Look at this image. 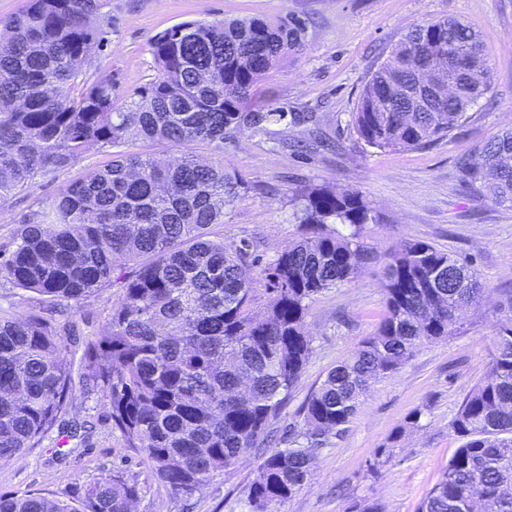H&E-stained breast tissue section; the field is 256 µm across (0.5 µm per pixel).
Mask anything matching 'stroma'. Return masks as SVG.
Listing matches in <instances>:
<instances>
[{
	"label": "stroma",
	"instance_id": "1",
	"mask_svg": "<svg viewBox=\"0 0 512 512\" xmlns=\"http://www.w3.org/2000/svg\"><path fill=\"white\" fill-rule=\"evenodd\" d=\"M304 20L301 45L260 83L257 106L311 112L315 131L282 122L242 129L225 142L173 145L130 138L124 152L167 160L183 154L224 167L248 190L224 209L213 233L260 244L272 262L306 234L294 216L295 192L328 187L360 192L376 217L361 240L372 260L357 281L329 289L309 304L306 323L313 352L267 440L214 474L185 498L128 448L113 429L100 391L83 382L84 342L105 325L118 288L98 290L81 304L48 303L0 274V317L37 312L50 319L67 347L73 384L57 429L33 448L0 459V496L41 493L78 504V491L112 473L138 489L133 512H251L247 489L259 464L337 364L372 336L385 312L387 258L403 241L418 240L472 259L485 286L479 305L464 311L461 329L426 345L403 366L372 384L340 437L314 459L308 482L278 512H352L364 501L382 512H418L459 442L450 424L483 379L502 315L512 296V207L467 192L463 164L482 161L484 145L512 128V0H104L91 22L102 41L87 65L90 80L117 77L121 94L155 80L156 35L186 21ZM453 17L476 30L488 55L492 88L446 138L409 150H379L361 140L352 122L370 73L414 27ZM113 149L92 145L68 168L40 173L31 188L0 199V254L12 250L23 222L48 210L71 182L103 168ZM420 413L417 425L408 418ZM85 422L89 436H69L63 425Z\"/></svg>",
	"mask_w": 512,
	"mask_h": 512
}]
</instances>
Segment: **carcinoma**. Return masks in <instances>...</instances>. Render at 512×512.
<instances>
[{"label": "carcinoma", "instance_id": "obj_1", "mask_svg": "<svg viewBox=\"0 0 512 512\" xmlns=\"http://www.w3.org/2000/svg\"><path fill=\"white\" fill-rule=\"evenodd\" d=\"M103 0H27L0 21V198L27 190L38 172L62 170L92 144L224 142L245 127L305 117L252 107L258 83L299 29L262 19L183 22L151 43L158 78L126 97L118 80L89 81L101 42L90 26ZM433 62L454 80L435 111L409 101L418 69ZM491 88L479 35L457 19L418 26L372 71L353 123L368 146L411 150L442 139ZM468 167L476 194L512 207V130ZM240 178L190 156L164 164L118 153L68 184L51 211L25 222L0 273L24 290L75 304L121 290L108 322L84 342L85 385L98 389L125 444L143 453L176 493L192 495L267 435L311 355L308 303L351 283L370 259L361 242L372 209L359 192L320 188L295 197L307 236L260 270L273 294L252 309L258 244L212 238L224 207L246 192ZM386 312L375 335L336 365L303 407V429L274 448L248 489L253 512L286 503L304 485L329 436H340L371 382L423 345L458 330L456 313L479 302L471 263L406 241L385 267ZM252 380L249 399L234 391ZM71 375L66 346L34 313L0 318V457L32 448L56 425ZM451 427L460 441L418 512H512V318L501 322L484 379ZM135 483L120 472L80 493L83 512H128ZM0 512H72L42 494L0 497Z\"/></svg>", "mask_w": 512, "mask_h": 512}]
</instances>
